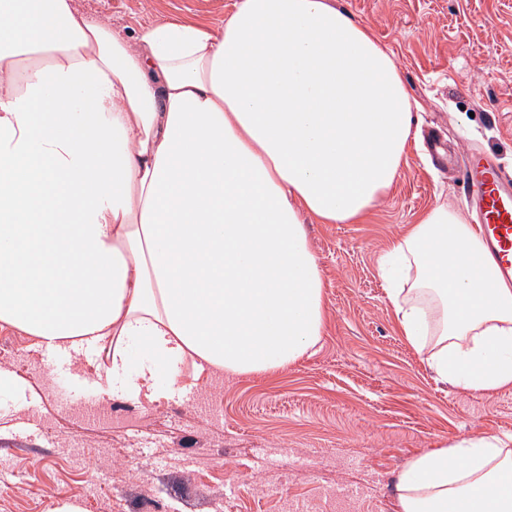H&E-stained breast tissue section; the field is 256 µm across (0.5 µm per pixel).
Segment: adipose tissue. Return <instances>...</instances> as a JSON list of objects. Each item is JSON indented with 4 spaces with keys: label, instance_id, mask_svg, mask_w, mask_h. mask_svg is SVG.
Wrapping results in <instances>:
<instances>
[{
    "label": "adipose tissue",
    "instance_id": "obj_1",
    "mask_svg": "<svg viewBox=\"0 0 512 512\" xmlns=\"http://www.w3.org/2000/svg\"><path fill=\"white\" fill-rule=\"evenodd\" d=\"M389 52L330 0H235L126 38L74 0H0V328L94 351L109 397L287 368L325 328L306 221L360 224L418 146ZM423 213L382 257L443 381L512 387V284ZM142 357L132 360L130 347ZM508 440L423 453L400 512H512Z\"/></svg>",
    "mask_w": 512,
    "mask_h": 512
}]
</instances>
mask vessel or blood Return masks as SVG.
I'll list each match as a JSON object with an SVG mask.
<instances>
[{"label": "vessel or blood", "instance_id": "1", "mask_svg": "<svg viewBox=\"0 0 512 512\" xmlns=\"http://www.w3.org/2000/svg\"><path fill=\"white\" fill-rule=\"evenodd\" d=\"M471 199L488 252L502 279H512V177L480 151L458 171Z\"/></svg>", "mask_w": 512, "mask_h": 512}]
</instances>
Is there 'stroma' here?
Masks as SVG:
<instances>
[{"label":"stroma","mask_w":512,"mask_h":512,"mask_svg":"<svg viewBox=\"0 0 512 512\" xmlns=\"http://www.w3.org/2000/svg\"><path fill=\"white\" fill-rule=\"evenodd\" d=\"M235 0H75L134 37L168 19L218 25ZM393 54L418 133L512 173V0H331ZM469 217L456 175L411 152L364 224H311L326 325L313 354L263 376L215 378L131 419L84 407L102 389L87 356L33 351L0 329V512H398L415 456L512 435V388L439 381L401 336L384 251L427 209Z\"/></svg>","instance_id":"35a3bbf8"}]
</instances>
